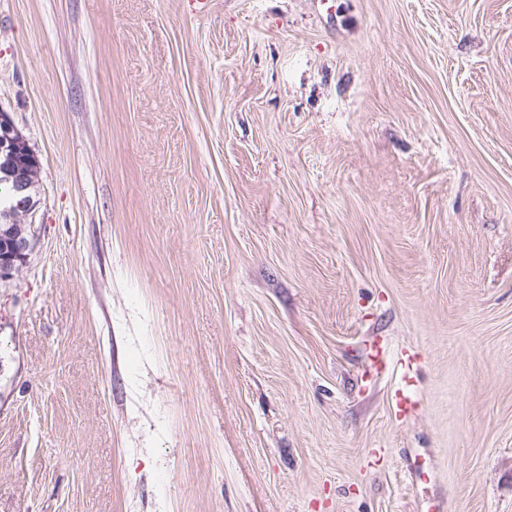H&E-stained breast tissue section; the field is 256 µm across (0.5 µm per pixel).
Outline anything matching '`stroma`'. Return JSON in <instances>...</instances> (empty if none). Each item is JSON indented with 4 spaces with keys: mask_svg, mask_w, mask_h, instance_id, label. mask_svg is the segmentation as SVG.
<instances>
[{
    "mask_svg": "<svg viewBox=\"0 0 512 512\" xmlns=\"http://www.w3.org/2000/svg\"><path fill=\"white\" fill-rule=\"evenodd\" d=\"M1 112L0 512H512V0H0ZM19 138L20 136L15 133L13 126L4 118H2L0 114V156L1 158L2 156L5 157L6 159V161L1 164L0 168L2 173V175L0 174V185L2 182H4L9 186L11 191L13 181L15 188V200L11 206L6 209V211L15 214H26L33 208L31 198L28 194L30 187L28 179L29 174L32 179L34 178L36 163L28 165L22 159L20 160V162L24 164V166L29 170V173L24 170H19L16 168V166L12 165V160L19 152L20 147H24L22 141ZM3 174L12 181H1V176H4ZM30 233L29 230L26 236L19 234L14 236L11 232L2 233L0 231V239L5 240L3 242V251L0 255V276L9 274L16 266V261L22 260L26 256V252L30 247ZM411 357L412 356L408 353L403 355L399 360L400 367L403 370L402 380L405 383V386L399 387L395 390L393 400L395 413L397 417L400 418L405 417L418 406V400L412 398L409 390V387L413 385L412 378L408 375L410 370Z\"/></svg>",
    "mask_w": 512,
    "mask_h": 512,
    "instance_id": "stroma-1",
    "label": "stroma"
}]
</instances>
